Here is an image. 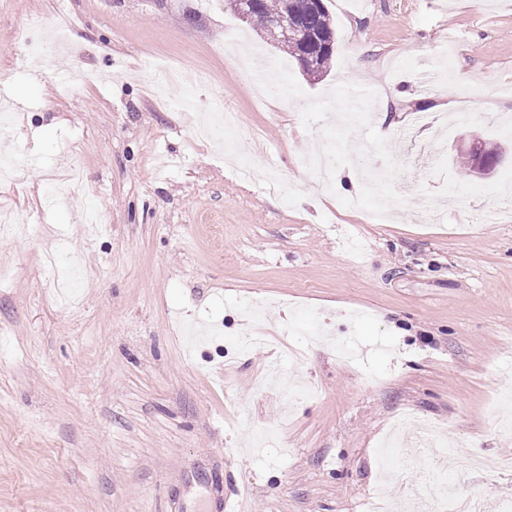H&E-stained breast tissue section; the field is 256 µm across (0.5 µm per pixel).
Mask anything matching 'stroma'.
<instances>
[{"label":"stroma","mask_w":512,"mask_h":512,"mask_svg":"<svg viewBox=\"0 0 512 512\" xmlns=\"http://www.w3.org/2000/svg\"><path fill=\"white\" fill-rule=\"evenodd\" d=\"M327 5L336 54L312 81L225 0H0V211L22 227L0 234V512H362L379 483L417 512L403 449L379 469L407 411L441 429L417 460L512 457V165L455 161L512 141V0ZM43 21L64 35L49 67ZM184 99L249 137L196 136ZM441 112L458 121L426 169L406 154ZM259 152L286 197L239 178ZM252 301L260 331L301 334L237 350ZM344 337L361 362L337 360ZM273 363L320 396L257 393ZM458 489L499 512L512 467Z\"/></svg>","instance_id":"35a3bbf8"}]
</instances>
